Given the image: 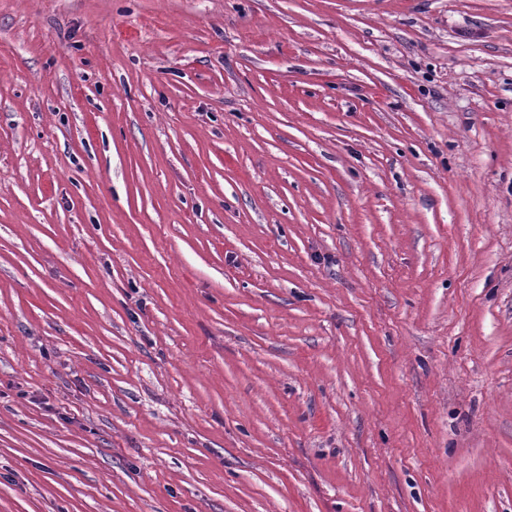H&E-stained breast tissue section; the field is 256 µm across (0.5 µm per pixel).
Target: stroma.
Wrapping results in <instances>:
<instances>
[{"instance_id": "obj_1", "label": "stroma", "mask_w": 512, "mask_h": 512, "mask_svg": "<svg viewBox=\"0 0 512 512\" xmlns=\"http://www.w3.org/2000/svg\"><path fill=\"white\" fill-rule=\"evenodd\" d=\"M0 512H512V0H0Z\"/></svg>"}]
</instances>
